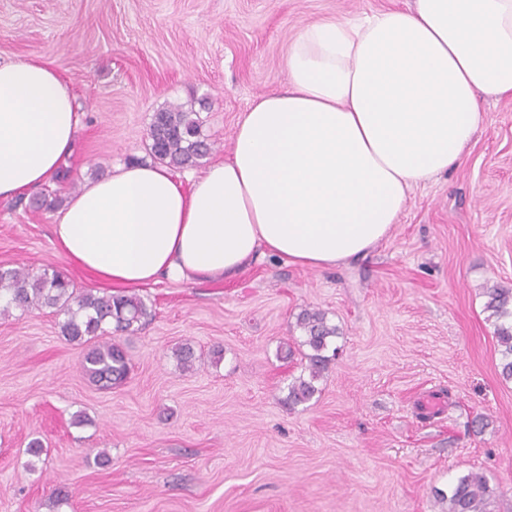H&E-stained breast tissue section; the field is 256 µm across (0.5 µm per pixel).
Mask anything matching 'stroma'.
Here are the masks:
<instances>
[{"label":"stroma","instance_id":"35a3bbf8","mask_svg":"<svg viewBox=\"0 0 512 512\" xmlns=\"http://www.w3.org/2000/svg\"><path fill=\"white\" fill-rule=\"evenodd\" d=\"M409 2L0 0V62H49L82 112L66 177L0 200V267L100 292L57 247L53 199L147 159L171 102L196 105L210 160L226 157L242 112L284 82L301 25ZM484 112L461 165L414 189L366 256L137 288L149 316L121 338L119 387L88 380L52 309L0 317V512H444L437 491L471 471L496 489L491 512H512V380L482 294L512 287V100ZM311 308L338 326L339 352L291 408ZM185 342L189 370L172 355Z\"/></svg>","mask_w":512,"mask_h":512}]
</instances>
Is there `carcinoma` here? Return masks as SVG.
<instances>
[{"label": "carcinoma", "mask_w": 512, "mask_h": 512, "mask_svg": "<svg viewBox=\"0 0 512 512\" xmlns=\"http://www.w3.org/2000/svg\"><path fill=\"white\" fill-rule=\"evenodd\" d=\"M149 155L174 169L196 167L213 145L202 136L198 112L183 105H170L154 113L149 127ZM486 321L494 327L501 352V375L512 380V288L498 284L484 288ZM47 307L64 316L61 334L69 342L86 345L81 368L88 379L108 390L124 382L131 370V358L117 335L136 330L148 315L145 302L136 295L99 296L78 293L59 273L36 272L30 267L0 268V315ZM302 332L300 345L308 349V377L296 378L288 387V405L310 400L317 392L315 381L325 371L326 355L338 335L327 313L307 309L298 317ZM180 366L190 369L196 361L192 345L174 350ZM494 490L485 476L469 473L450 484L443 500L447 512H489Z\"/></svg>", "instance_id": "carcinoma-1"}]
</instances>
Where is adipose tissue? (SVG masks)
<instances>
[{"label":"adipose tissue","mask_w":512,"mask_h":512,"mask_svg":"<svg viewBox=\"0 0 512 512\" xmlns=\"http://www.w3.org/2000/svg\"><path fill=\"white\" fill-rule=\"evenodd\" d=\"M285 71L242 113L224 160L185 181L148 161L87 183L55 215L60 249L113 288L366 255L413 189L461 164L482 96L512 100V0L321 18L298 29ZM80 123L49 63H0V199L55 177Z\"/></svg>","instance_id":"1"}]
</instances>
